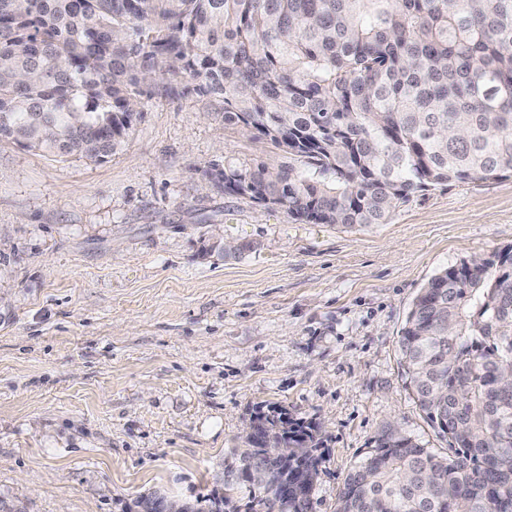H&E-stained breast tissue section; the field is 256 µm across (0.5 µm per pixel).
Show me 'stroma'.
I'll list each match as a JSON object with an SVG mask.
<instances>
[{
	"label": "stroma",
	"instance_id": "stroma-1",
	"mask_svg": "<svg viewBox=\"0 0 512 512\" xmlns=\"http://www.w3.org/2000/svg\"><path fill=\"white\" fill-rule=\"evenodd\" d=\"M197 96L143 97L123 147L59 161L0 141V500L13 512H209L256 407L313 423L311 512L393 429L444 455L398 338L419 289L512 246V177L450 183L387 223L298 224L203 168L283 165ZM241 254L206 251L212 233Z\"/></svg>",
	"mask_w": 512,
	"mask_h": 512
}]
</instances>
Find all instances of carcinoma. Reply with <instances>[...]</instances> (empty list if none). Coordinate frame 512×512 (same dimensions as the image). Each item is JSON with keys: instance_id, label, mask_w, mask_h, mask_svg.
<instances>
[{"instance_id": "carcinoma-1", "label": "carcinoma", "mask_w": 512, "mask_h": 512, "mask_svg": "<svg viewBox=\"0 0 512 512\" xmlns=\"http://www.w3.org/2000/svg\"><path fill=\"white\" fill-rule=\"evenodd\" d=\"M154 84L220 99L224 123L288 155L203 174L300 224H383L432 187L512 176V0H0V140L101 162ZM399 347L449 455L383 432L337 512H512V246L432 276ZM252 419L268 443L246 440L245 467L285 440L314 493V426ZM282 477L269 464L250 512H311L278 499Z\"/></svg>"}]
</instances>
